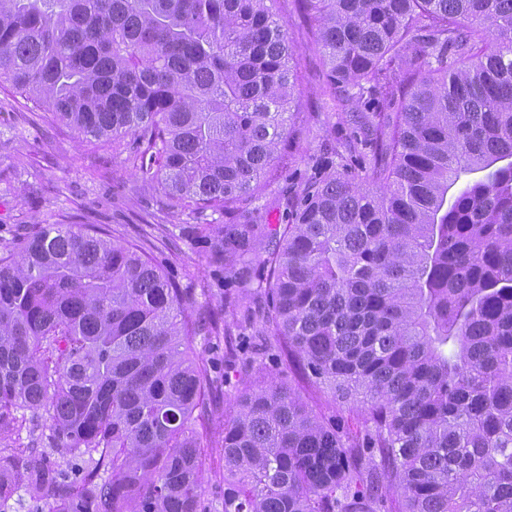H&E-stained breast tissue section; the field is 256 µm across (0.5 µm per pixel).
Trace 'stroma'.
<instances>
[{
  "instance_id": "stroma-1",
  "label": "stroma",
  "mask_w": 512,
  "mask_h": 512,
  "mask_svg": "<svg viewBox=\"0 0 512 512\" xmlns=\"http://www.w3.org/2000/svg\"><path fill=\"white\" fill-rule=\"evenodd\" d=\"M275 8L288 24L295 48L296 114L298 134L281 146L279 158L265 178L264 220L284 223L275 205L279 191L300 186L313 176L317 163L340 170L331 149L356 136L348 115L335 105L326 69L311 50L314 21L293 10L291 0H277ZM23 105L0 90V250L19 234H34L41 224H97L113 238L138 240L146 254L183 287L212 291L219 302L222 280L204 257L203 241L183 239L194 216L163 209L159 195L144 187L125 154L111 146L79 139L46 118L22 119ZM167 225L169 235L157 232ZM200 480L204 512H224V421L207 425Z\"/></svg>"
}]
</instances>
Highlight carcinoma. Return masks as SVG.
<instances>
[{
  "instance_id": "1",
  "label": "carcinoma",
  "mask_w": 512,
  "mask_h": 512,
  "mask_svg": "<svg viewBox=\"0 0 512 512\" xmlns=\"http://www.w3.org/2000/svg\"><path fill=\"white\" fill-rule=\"evenodd\" d=\"M277 0H0V86L121 144L224 267L216 306L136 246L43 224L0 258V500L201 512L196 423L224 402V512H512V0H295L345 112L382 117L260 224L292 132ZM224 223L208 221V213ZM272 362L257 389L199 362ZM363 410L359 429L296 384ZM196 350L199 353L200 359L212 361L217 367V371L224 374V360L222 359V355H224V339L219 341L213 337L210 339L198 337L196 340ZM52 430L50 427L49 420L41 418L38 422H26L23 426L19 427L13 435L2 441V445L20 446V448H26V446L34 439H37L39 448H50V442ZM18 448V447H17Z\"/></svg>"
}]
</instances>
